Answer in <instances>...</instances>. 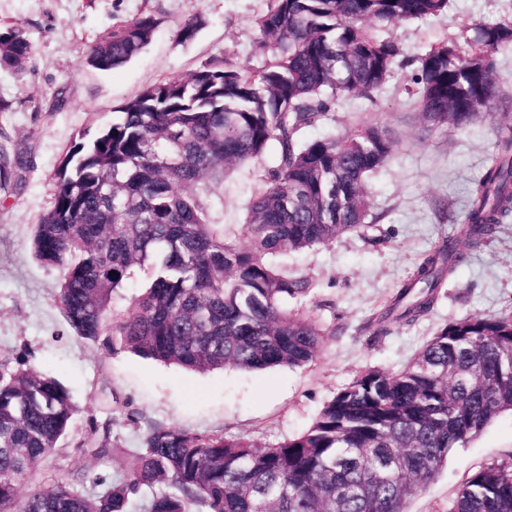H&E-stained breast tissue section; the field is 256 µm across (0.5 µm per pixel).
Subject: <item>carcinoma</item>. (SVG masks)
Instances as JSON below:
<instances>
[{
  "instance_id": "obj_1",
  "label": "carcinoma",
  "mask_w": 512,
  "mask_h": 512,
  "mask_svg": "<svg viewBox=\"0 0 512 512\" xmlns=\"http://www.w3.org/2000/svg\"><path fill=\"white\" fill-rule=\"evenodd\" d=\"M448 0H273L258 17L263 67L251 72L213 56L185 77L145 88L94 137L66 150L52 208L37 225L35 258L63 271L59 303L73 334L107 348L206 372L299 367L316 360L324 333L288 312L309 282L269 257L325 246L367 223V179L395 140L378 125L303 141L344 97H371L393 73L399 46L370 27L436 16ZM159 19L113 28L87 60L108 72L138 57ZM203 20L177 36L195 38ZM413 62L417 103L437 129L493 116L501 100L495 55L512 47V20L463 29ZM33 45L19 25L0 26V69L22 71ZM495 155L474 182L459 237L427 254L380 315L412 322L464 261L460 244L484 245L512 217V125L494 127ZM274 151L264 188L248 205L239 250L211 222L209 185L235 165ZM20 158L0 148V192L17 193ZM142 292L112 314L135 270ZM512 412V315H467L441 328L398 372H362L301 433L272 447L239 436L157 425L130 471L97 474L101 491L58 482L17 506L20 484L51 454L76 413L69 391L34 369L0 361V512H406L451 449ZM110 424L91 428L81 451L115 452ZM448 512H512V465L482 467L455 490Z\"/></svg>"
}]
</instances>
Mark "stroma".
<instances>
[{
  "mask_svg": "<svg viewBox=\"0 0 512 512\" xmlns=\"http://www.w3.org/2000/svg\"><path fill=\"white\" fill-rule=\"evenodd\" d=\"M270 0H0V24L22 26L33 43L24 72L0 69V140L22 157L21 193L0 197V359L56 377L78 411L67 434L19 498L56 480L84 494L98 491L92 476L121 477L131 469L152 426L199 434L241 436L273 446L306 429L340 389L369 367L403 369L442 327L467 315H512V222L469 251L466 263L440 288L432 310L416 322L379 315L398 284L422 257L453 235L467 210L469 190L490 164L492 121L463 130L427 131L412 94L407 58L458 37L463 26L512 19V0H450L444 13L379 28L404 61L371 98L336 101L303 140L342 135L366 125L396 138L385 165L366 183L368 223L327 246L276 257L289 276L303 277L306 295L289 299L293 312L312 314L325 334L319 357L303 367L243 372L227 367L187 371L133 353L108 351L74 337L58 304L61 269L37 261L32 239L53 205L56 171L71 142L94 136L114 110L155 82L182 77L205 59L222 56L259 70L254 21ZM144 13L160 21L155 35L127 65L102 72L87 62L89 48L113 27ZM204 26L190 42L176 33L192 17ZM271 158L242 164L212 186L211 219L240 249L238 231L252 196L264 186ZM109 424L112 456L83 455L79 443L92 424ZM512 459V412L496 417L465 446L453 449L434 481L411 498L407 512H448L457 486L471 472Z\"/></svg>",
  "mask_w": 512,
  "mask_h": 512,
  "instance_id": "obj_1",
  "label": "stroma"
}]
</instances>
